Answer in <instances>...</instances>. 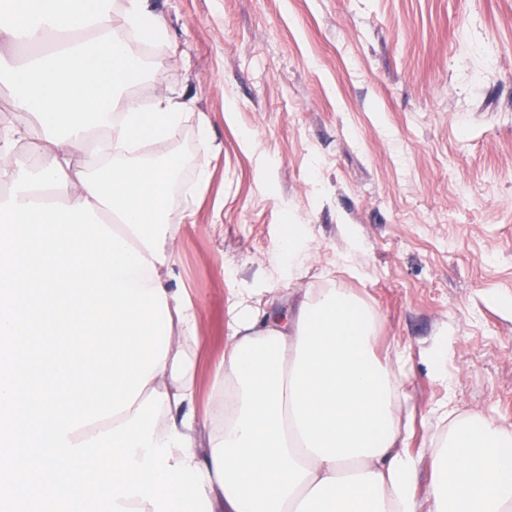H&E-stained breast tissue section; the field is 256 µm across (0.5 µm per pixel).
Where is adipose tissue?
<instances>
[{"label":"adipose tissue","mask_w":512,"mask_h":512,"mask_svg":"<svg viewBox=\"0 0 512 512\" xmlns=\"http://www.w3.org/2000/svg\"><path fill=\"white\" fill-rule=\"evenodd\" d=\"M27 40L22 60L0 56V86L27 122L28 147L67 177L63 204L89 202L153 271L165 293L168 353L147 383L166 399L153 434L205 443L170 464L200 467L209 501L224 512H417L423 456L433 473L430 512H512V424L443 410L448 429L426 455L406 448L397 418L404 380L370 350L377 313L344 288H278L266 302L241 297L213 371V405L196 409L198 314L172 287L180 225L170 220L181 159L148 161L174 139L193 101L175 90L129 95L144 73L135 46L166 44L151 0H0V41Z\"/></svg>","instance_id":"ef3b65f1"}]
</instances>
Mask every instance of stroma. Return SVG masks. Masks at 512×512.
<instances>
[{"label": "stroma", "mask_w": 512, "mask_h": 512, "mask_svg": "<svg viewBox=\"0 0 512 512\" xmlns=\"http://www.w3.org/2000/svg\"><path fill=\"white\" fill-rule=\"evenodd\" d=\"M153 4L171 39L130 90L185 91L196 116L150 152L210 171L174 266L200 411L241 293L335 286L378 311V359L403 354L411 450L446 401L512 423V0ZM290 214L294 279L271 264Z\"/></svg>", "instance_id": "35a3bbf8"}]
</instances>
